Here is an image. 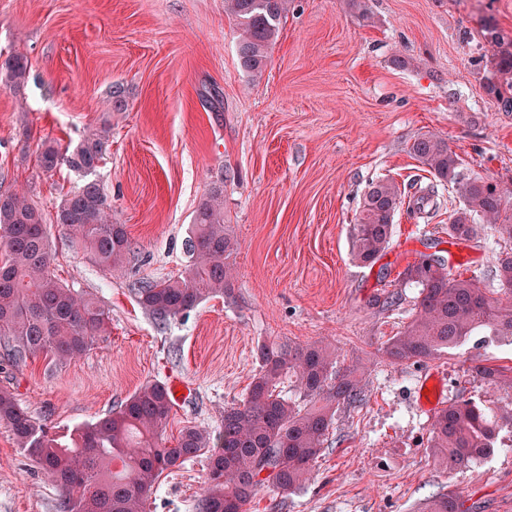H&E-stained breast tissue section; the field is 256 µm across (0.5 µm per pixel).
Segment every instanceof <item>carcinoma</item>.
<instances>
[{
  "label": "carcinoma",
  "instance_id": "1",
  "mask_svg": "<svg viewBox=\"0 0 512 512\" xmlns=\"http://www.w3.org/2000/svg\"><path fill=\"white\" fill-rule=\"evenodd\" d=\"M224 10L235 24L240 66L253 77L261 76L288 0H224ZM486 31L497 47L494 73L512 76V38L489 25ZM29 75V60L21 53L0 61V84L9 89L23 90ZM486 89L504 111L512 112V87L505 91L490 78ZM111 130L110 123H102L70 155L52 141L42 142L41 169L53 172L65 163L86 174L96 171ZM409 152L463 200L448 216L449 237L474 241L490 228L498 239L512 242V198L480 174L464 172L445 139L421 134ZM401 196L389 179L368 186L353 225L352 256L358 264H372L389 246ZM54 220L104 269L123 268L132 244L125 225L112 223V201L98 181L65 194ZM0 249L6 252L0 261V335L16 363L40 355L67 362L108 334L109 310L51 273L52 248L43 213L24 191L0 192ZM183 250L188 261L179 276L136 288L141 307L163 323L209 298H235L231 270L237 241L224 224V179L214 181L199 202ZM402 281L419 291L411 319L384 345L391 362L432 360L484 329L512 338V248L494 255L489 283L453 275L445 258L435 255H422L409 264ZM495 294L505 295L506 301L493 298ZM256 361L258 370L246 396L224 408L220 430L186 426L173 445L162 439L173 401L167 387L156 382L140 386L119 410L78 428L67 442L49 435L46 425L7 388H0V422L61 488L59 512H146L160 475L206 448V489L196 512H247L263 486L283 497L301 490L325 449L338 410L365 400L361 367L340 366L336 349L329 345L262 340L256 345ZM472 372L512 392V368L478 363ZM286 382L297 397L283 394ZM504 424L512 427V410L500 414L490 406L454 401L435 413L429 450L444 470L459 471L489 452ZM429 512H464V504L452 490L438 492Z\"/></svg>",
  "mask_w": 512,
  "mask_h": 512
}]
</instances>
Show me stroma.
I'll use <instances>...</instances> for the list:
<instances>
[{"instance_id":"obj_1","label":"stroma","mask_w":512,"mask_h":512,"mask_svg":"<svg viewBox=\"0 0 512 512\" xmlns=\"http://www.w3.org/2000/svg\"><path fill=\"white\" fill-rule=\"evenodd\" d=\"M291 0L260 78L238 61L224 0H0V53L27 55L21 93L0 86V191L28 188L43 210L53 274L110 310L111 334L61 364H15L0 344V387L66 440L119 407L141 385L184 380L164 438L188 425L218 429L225 406L243 400L258 369V341L326 343L359 363L365 402L338 411L312 478L280 499L262 487L248 512H427L437 492H458L467 512H512V454L497 449L459 472L428 449L431 414L417 402L421 377L438 372L443 401L494 408L512 394L476 378L471 360L512 366V346L467 342L421 365H395L383 347L412 315L418 290L400 278L419 254L452 273L489 278L493 236L451 239L461 200L439 189L429 220L400 205L388 249L372 265L352 257V227L372 181L406 195L433 176L409 152L434 133L464 170L512 190V112L485 90L496 52L485 25L512 38V0ZM411 58L402 68L397 58ZM125 108L114 112V85ZM112 125L94 174L112 200L133 254L106 271L55 223L61 196L83 173L38 162L41 140L76 149ZM224 182V222L238 243L235 298L208 299L161 325L137 303L135 283L178 274L193 213L213 181ZM400 292L399 306L375 299ZM207 458L164 471L148 512H195ZM59 488L0 423V512H56Z\"/></svg>"}]
</instances>
